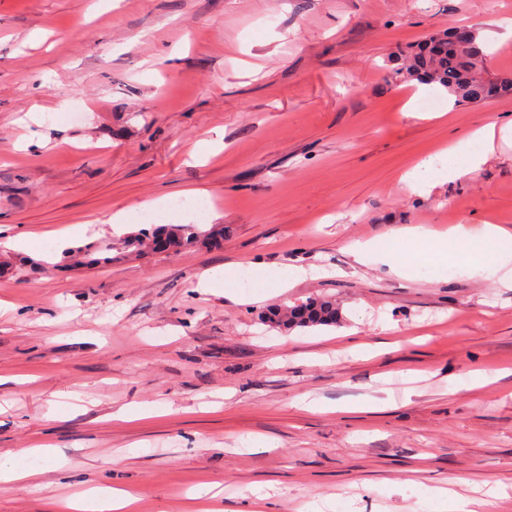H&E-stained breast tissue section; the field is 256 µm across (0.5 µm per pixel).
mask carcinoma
I'll return each mask as SVG.
<instances>
[{
  "label": "carcinoma",
  "mask_w": 512,
  "mask_h": 512,
  "mask_svg": "<svg viewBox=\"0 0 512 512\" xmlns=\"http://www.w3.org/2000/svg\"><path fill=\"white\" fill-rule=\"evenodd\" d=\"M464 33L463 42L448 38V32L437 34L429 39L432 48L422 46L419 51L400 56L392 68L390 78L395 83L417 81L421 84L436 83L446 89L457 103H477L488 93L512 92V77L496 81H485L480 73L485 61V53L477 40L474 30L458 26ZM153 237H166L181 251L198 242L219 247L224 244V225L212 224L201 230L196 224H164L150 229H142L124 239L123 252L134 254L146 247ZM112 243L101 241L83 251L88 259L94 253L101 257L95 263L112 261ZM264 320L280 330H293L316 326H334L340 321L339 308L327 298H313L301 304L273 306L267 309Z\"/></svg>",
  "instance_id": "carcinoma-1"
}]
</instances>
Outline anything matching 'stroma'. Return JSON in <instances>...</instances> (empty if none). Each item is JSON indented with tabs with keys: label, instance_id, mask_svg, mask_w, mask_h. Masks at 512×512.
<instances>
[{
	"label": "stroma",
	"instance_id": "35a3bbf8",
	"mask_svg": "<svg viewBox=\"0 0 512 512\" xmlns=\"http://www.w3.org/2000/svg\"><path fill=\"white\" fill-rule=\"evenodd\" d=\"M456 25L488 78L512 74V0H0V229L32 239L0 248V461L31 470L0 482V512H59L95 486L137 492L132 512H195L207 484L219 512L256 486L267 512H420L427 488L486 481L505 492L483 512L512 507V289L396 238L512 234V143L453 180L463 159L440 156L511 121L512 96L459 106L388 79ZM432 155L434 188L412 193L403 175ZM190 189L206 209L177 208ZM121 210L133 232L146 211L223 225L224 245L78 267L56 249L85 220L83 244L121 243ZM366 240L413 277L355 262ZM290 265L326 274L271 293ZM315 297L339 324L263 321ZM134 407L151 414L118 420Z\"/></svg>",
	"mask_w": 512,
	"mask_h": 512
}]
</instances>
